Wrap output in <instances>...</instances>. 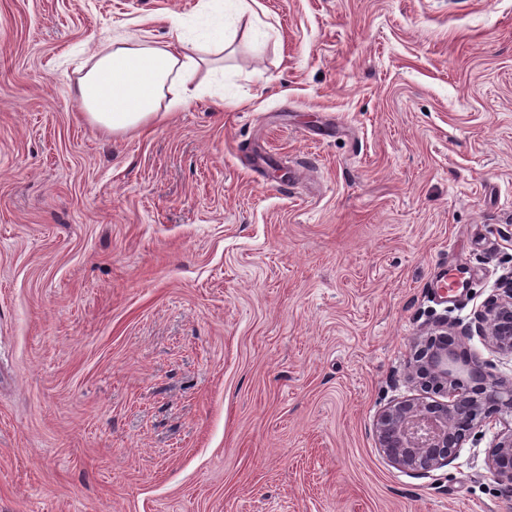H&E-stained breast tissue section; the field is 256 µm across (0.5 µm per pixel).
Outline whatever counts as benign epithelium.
Wrapping results in <instances>:
<instances>
[{
	"label": "benign epithelium",
	"mask_w": 512,
	"mask_h": 512,
	"mask_svg": "<svg viewBox=\"0 0 512 512\" xmlns=\"http://www.w3.org/2000/svg\"><path fill=\"white\" fill-rule=\"evenodd\" d=\"M488 349L512 358V275L489 296L474 316V325L433 328L453 343L431 344L427 337L405 365L406 376L436 391L443 401L424 397L391 402L374 420L379 448L399 469L417 476L450 465L476 430L494 428L504 414L512 416V381L491 372L492 364L460 355L472 332ZM488 465L504 491L512 495V427L495 435Z\"/></svg>",
	"instance_id": "obj_1"
}]
</instances>
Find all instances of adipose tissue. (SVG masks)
Returning <instances> with one entry per match:
<instances>
[{
	"label": "adipose tissue",
	"instance_id": "1",
	"mask_svg": "<svg viewBox=\"0 0 512 512\" xmlns=\"http://www.w3.org/2000/svg\"><path fill=\"white\" fill-rule=\"evenodd\" d=\"M257 0H199L188 17L170 19L169 37L153 42L148 32L109 39L91 56L74 97L85 119L109 134L163 121L188 101L209 94L215 57L233 46V20L257 29L266 23Z\"/></svg>",
	"mask_w": 512,
	"mask_h": 512
}]
</instances>
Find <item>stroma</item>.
Here are the masks:
<instances>
[{"label":"stroma","mask_w":512,"mask_h":512,"mask_svg":"<svg viewBox=\"0 0 512 512\" xmlns=\"http://www.w3.org/2000/svg\"><path fill=\"white\" fill-rule=\"evenodd\" d=\"M197 2L0 0V512H512L493 431L373 433L512 274V0H258L240 107L90 124L87 59Z\"/></svg>","instance_id":"1"}]
</instances>
